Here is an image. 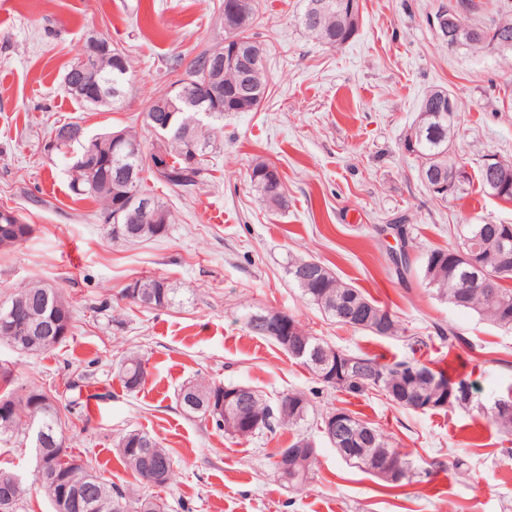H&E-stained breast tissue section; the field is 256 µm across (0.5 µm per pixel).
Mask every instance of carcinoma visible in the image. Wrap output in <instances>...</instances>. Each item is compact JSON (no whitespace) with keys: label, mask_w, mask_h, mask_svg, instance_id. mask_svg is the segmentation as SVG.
Segmentation results:
<instances>
[{"label":"carcinoma","mask_w":512,"mask_h":512,"mask_svg":"<svg viewBox=\"0 0 512 512\" xmlns=\"http://www.w3.org/2000/svg\"><path fill=\"white\" fill-rule=\"evenodd\" d=\"M315 0H303V7L296 16L297 24L312 38L332 47L350 41L353 24L343 11L345 0H327L331 5L318 24L308 23L311 6ZM459 24L475 26L488 36H495L499 29L512 30V0H497L494 12L486 17L476 15L478 5L473 0H459ZM260 16L258 0H251L248 11L224 16V39H237L250 43L261 54H266L264 44L256 39L253 29ZM224 55V48L205 49L199 52L184 72L172 68L177 80L188 77L193 80L189 93L210 111L206 124H186V119L196 116L187 109L170 114L166 112V95L156 96L146 104L145 125L151 119L172 117L166 141L158 149L145 151L141 137L134 131L123 130L130 143L140 147V154L131 162L133 177L128 179L122 173L123 166L112 152V132L95 135L87 133L79 122H68V138L54 148L56 154L70 161L69 187L79 199H91L100 204L102 217L119 214L118 223L106 225L107 235L113 240L138 242L167 235L172 214L167 205L149 192L145 186L149 173L153 178L169 187L185 192L199 185L209 171V148L223 127L217 122L224 119L226 112H252L264 98L267 88L265 66H260L250 77L251 91L240 93L231 90L236 84V75H219L215 72L214 57ZM129 70L125 55L117 48L96 58L97 78L85 82L75 90L66 93L84 107H106L115 101L112 87L117 84L126 87ZM456 114L439 118L437 114L419 109L413 128L422 130L411 149L408 140H403L404 150L420 159V170H428L440 159L444 170H436L443 181L450 184L452 192L462 193L478 182L482 194L497 198L496 189L491 186L492 177L486 164L478 167L477 179L468 175L454 179L453 168L465 164L448 159L452 149V129ZM250 181L262 201L270 208H284L287 199L283 182L277 167L264 160H257L250 172ZM152 201L153 220L144 222L140 217L141 202ZM13 225L9 235L0 233V247L16 246L26 241L31 234V225L23 221L12 209L0 208V226ZM457 243L448 249H433L427 253L423 263V278L433 296L441 301L464 309L473 310L496 326L512 330V224H461L457 231ZM287 272L292 283L301 290L307 300L322 308L336 322L355 329L369 331L376 336L398 335V322L394 316L375 301L367 298L359 289L337 278L324 264L307 259H288ZM476 280L484 281L487 287L468 288L466 284ZM178 289L172 287L163 276L135 280L126 289V297L145 308H165L177 301ZM18 295L33 300L32 306L17 316L16 327L43 328L30 338L21 337V332H6L0 329V342H4L20 353L40 354L51 351L68 340L72 329V315L69 302L57 288L40 283L22 287ZM363 364L365 372L351 374L337 385L323 379L325 367L311 358L302 360L322 383L340 393L361 395L371 389L385 394L397 405L413 410V399L426 395L434 399L436 408H470L472 392L463 390L467 381L459 378L451 381L444 371H435L417 360L383 361L378 357L353 355ZM118 376L129 391L140 388L146 379V361L137 353L124 356L117 365ZM0 447L12 448L37 444L28 437L27 420L33 411H38L47 434L59 437L66 423L55 404L51 390L43 387L26 388L15 385L12 371L0 366ZM222 383H190L184 386L196 401V405L208 407L212 395L224 391ZM255 409L264 414L267 423L264 430L272 433L280 427H296L308 423L313 409L305 394L288 392L274 400L266 398L260 391H254ZM490 422L505 432H512V406L500 408L479 407ZM352 439L351 444L337 449L339 456L366 472H371L372 463L380 458L393 456L399 459L403 479L396 483L384 480V487L394 489L412 481L415 471L411 462L395 448L389 446L386 438L372 423L349 413ZM211 422L218 429L233 437H252L261 431H249L224 417L211 416ZM309 440L300 434L288 448H281L269 456V464L278 469L276 457L288 454V466L294 469L293 476L286 481L288 487L302 491L313 479L316 458L298 455L299 445ZM116 448L123 464L134 473L140 483L150 486H164L173 475V460L170 452L148 433L130 430L117 441ZM69 460L56 462L61 478L57 481L39 483L32 480L31 487L47 497L51 505L59 503L60 497L68 501L66 512H165L162 501L153 496L130 494L98 474L92 460L73 452ZM14 472L0 467V512H16L22 497L7 501L3 497Z\"/></svg>","instance_id":"obj_1"}]
</instances>
